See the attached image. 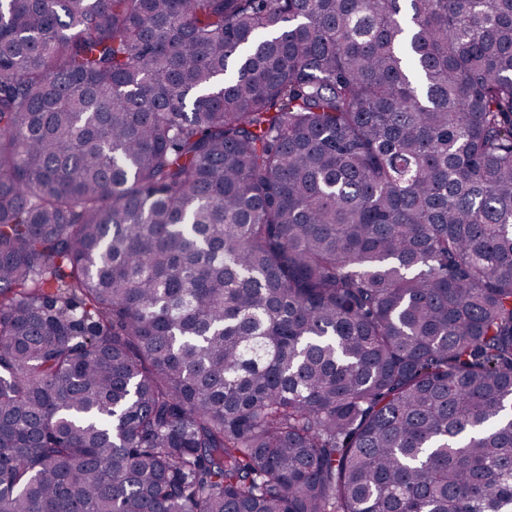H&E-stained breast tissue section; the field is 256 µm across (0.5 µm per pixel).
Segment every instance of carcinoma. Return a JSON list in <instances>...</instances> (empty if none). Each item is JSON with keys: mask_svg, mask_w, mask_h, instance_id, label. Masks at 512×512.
I'll use <instances>...</instances> for the list:
<instances>
[{"mask_svg": "<svg viewBox=\"0 0 512 512\" xmlns=\"http://www.w3.org/2000/svg\"><path fill=\"white\" fill-rule=\"evenodd\" d=\"M0 512H512V0H0Z\"/></svg>", "mask_w": 512, "mask_h": 512, "instance_id": "cac0c4a2", "label": "carcinoma"}]
</instances>
